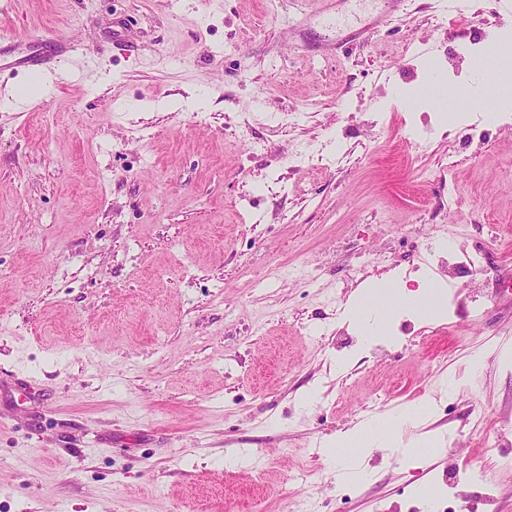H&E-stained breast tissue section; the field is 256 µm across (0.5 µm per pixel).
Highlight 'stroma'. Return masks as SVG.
Returning a JSON list of instances; mask_svg holds the SVG:
<instances>
[{
    "instance_id": "stroma-1",
    "label": "stroma",
    "mask_w": 512,
    "mask_h": 512,
    "mask_svg": "<svg viewBox=\"0 0 512 512\" xmlns=\"http://www.w3.org/2000/svg\"><path fill=\"white\" fill-rule=\"evenodd\" d=\"M323 7L0 0L83 47L23 103L0 73V512H512V93L475 82L512 13ZM382 279L450 310L365 337ZM412 409L427 451L338 476ZM413 420V416L408 414L405 415H387L385 417H379L375 422L369 423H361L356 426L352 431H350L345 436L337 437L335 441L332 442L331 446L345 447V444H353L360 440V438L364 435V442L360 445L365 447L366 444H389L393 445L396 440L394 425H404Z\"/></svg>"
}]
</instances>
